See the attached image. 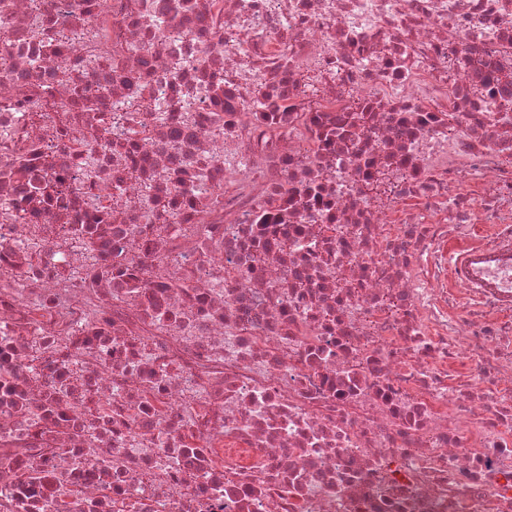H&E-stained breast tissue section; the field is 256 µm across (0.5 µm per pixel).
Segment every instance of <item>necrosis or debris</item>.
I'll list each match as a JSON object with an SVG mask.
<instances>
[{
  "instance_id": "1",
  "label": "necrosis or debris",
  "mask_w": 512,
  "mask_h": 512,
  "mask_svg": "<svg viewBox=\"0 0 512 512\" xmlns=\"http://www.w3.org/2000/svg\"><path fill=\"white\" fill-rule=\"evenodd\" d=\"M511 66L512 0H0V512H512Z\"/></svg>"
}]
</instances>
